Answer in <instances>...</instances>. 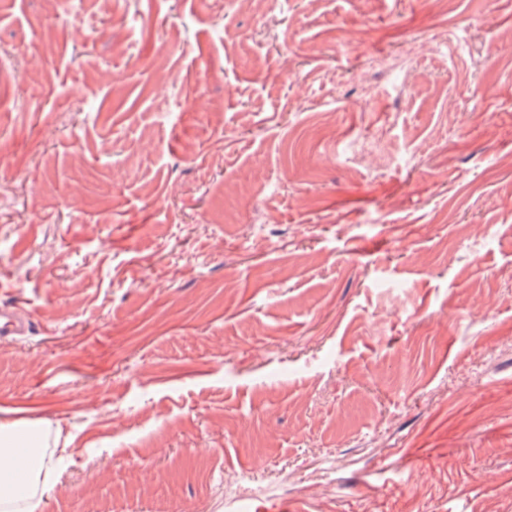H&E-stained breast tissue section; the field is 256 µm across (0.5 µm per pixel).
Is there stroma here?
Returning <instances> with one entry per match:
<instances>
[{
	"instance_id": "35a3bbf8",
	"label": "stroma",
	"mask_w": 512,
	"mask_h": 512,
	"mask_svg": "<svg viewBox=\"0 0 512 512\" xmlns=\"http://www.w3.org/2000/svg\"><path fill=\"white\" fill-rule=\"evenodd\" d=\"M0 184L38 512H512V0H0Z\"/></svg>"
}]
</instances>
